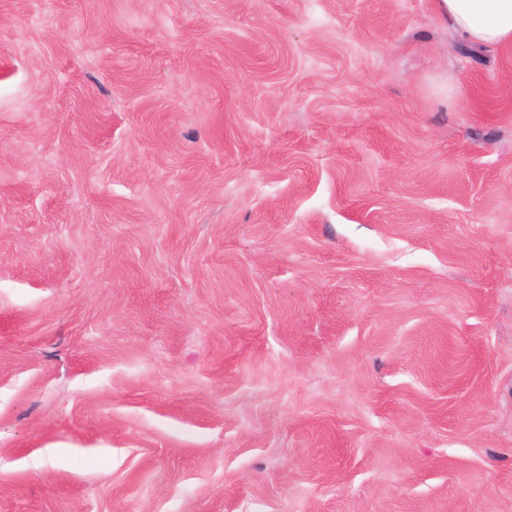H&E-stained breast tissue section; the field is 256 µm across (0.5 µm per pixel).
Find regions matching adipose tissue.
<instances>
[{"label": "adipose tissue", "mask_w": 512, "mask_h": 512, "mask_svg": "<svg viewBox=\"0 0 512 512\" xmlns=\"http://www.w3.org/2000/svg\"><path fill=\"white\" fill-rule=\"evenodd\" d=\"M453 29L474 45H512V0H439Z\"/></svg>", "instance_id": "1"}]
</instances>
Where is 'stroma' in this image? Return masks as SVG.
<instances>
[{
  "mask_svg": "<svg viewBox=\"0 0 512 512\" xmlns=\"http://www.w3.org/2000/svg\"><path fill=\"white\" fill-rule=\"evenodd\" d=\"M0 512H512V46L0 0Z\"/></svg>",
  "mask_w": 512,
  "mask_h": 512,
  "instance_id": "35a3bbf8",
  "label": "stroma"
}]
</instances>
